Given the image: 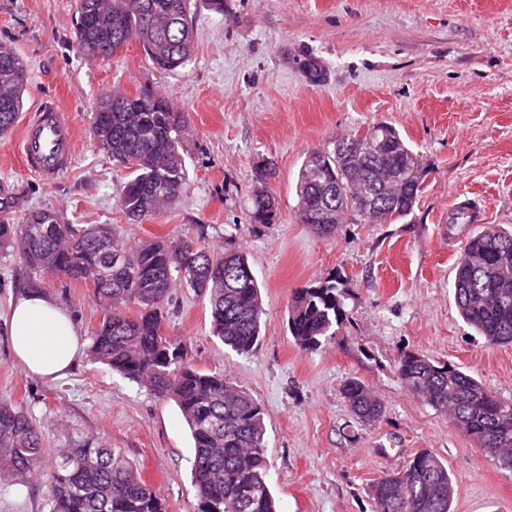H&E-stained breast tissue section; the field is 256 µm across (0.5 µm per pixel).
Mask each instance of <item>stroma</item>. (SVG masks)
I'll list each match as a JSON object with an SVG mask.
<instances>
[{"label": "stroma", "mask_w": 512, "mask_h": 512, "mask_svg": "<svg viewBox=\"0 0 512 512\" xmlns=\"http://www.w3.org/2000/svg\"><path fill=\"white\" fill-rule=\"evenodd\" d=\"M78 0H0V42L26 66L24 113L53 98L69 111L76 157L46 184L18 159V132L0 140V183L23 210L51 209L70 224H111L126 248L203 233L252 266L264 306L256 348L241 355L210 330L209 302L187 287L164 305V332L186 342L200 368L224 373L261 404L268 480L279 512H373L368 488L428 450L456 481L452 512H512V471L413 395L396 374L402 352L454 365L512 401V345L488 346L461 318L455 265L467 237L512 227V0H198L192 59L158 70L137 42L108 59L83 54ZM317 59L313 83L301 62ZM150 89L191 119L182 148L179 204L142 223L119 207L125 173L91 134L99 98ZM375 121L397 128L426 170L413 212L386 224L344 223L317 234L296 219L295 183L308 150ZM272 161L278 201L270 224L251 223L253 166ZM483 222L453 224L459 205ZM345 293L343 321L315 353L288 330L295 288L328 278ZM39 282L91 336L102 310L93 288L42 274L0 249V399L39 425L47 444L79 432L120 450L166 499L196 512L193 442L174 402L82 357L68 376L27 375L8 344L5 315ZM362 381L385 404L371 426L350 412L341 388ZM0 512H50L40 483H0Z\"/></svg>", "instance_id": "obj_1"}]
</instances>
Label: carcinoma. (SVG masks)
Masks as SVG:
<instances>
[{
  "label": "carcinoma",
  "instance_id": "1",
  "mask_svg": "<svg viewBox=\"0 0 512 512\" xmlns=\"http://www.w3.org/2000/svg\"><path fill=\"white\" fill-rule=\"evenodd\" d=\"M192 0H79L76 38L91 57H109L135 41L153 64L173 71L194 51ZM25 67L0 43V139L23 108ZM188 114L163 95L107 93L98 102L94 140L127 170L121 210L137 224L180 201L187 175L180 144ZM422 158L386 121L367 126L366 138L347 135L332 147L305 154L295 185L296 217L329 235L348 217L371 222L363 199L384 211L379 224L412 213L424 178ZM272 164L257 162L250 218L270 224L277 202L267 190ZM20 196L0 183V247L32 270L91 282L102 317L90 336L91 359L173 401L193 439L192 485L197 512H277L268 485L266 425L258 401L224 377L196 367L186 346L164 335L163 308L173 288L187 285L207 296L213 335L240 354L261 337L263 302L247 255L217 253L203 233L176 242L164 238L127 250L112 224H67L51 210H32L15 223ZM454 296L465 322L490 345L512 344V231L488 227L469 237L456 263ZM135 311H130L131 307ZM339 282L294 290L288 326L298 347L314 352L343 318ZM398 377L415 395L454 423L478 447L512 471V401L447 363L403 352ZM363 425L379 421L385 406L359 380L342 387ZM45 481L52 512H167L160 492L118 451L82 433L49 449L24 411L0 400V482ZM455 482L430 451L417 452L405 470L369 488L374 512H452Z\"/></svg>",
  "mask_w": 512,
  "mask_h": 512
}]
</instances>
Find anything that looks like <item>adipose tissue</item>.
I'll return each instance as SVG.
<instances>
[{"mask_svg": "<svg viewBox=\"0 0 512 512\" xmlns=\"http://www.w3.org/2000/svg\"><path fill=\"white\" fill-rule=\"evenodd\" d=\"M13 352L31 375L64 378L83 354L81 334L68 309L43 292H23L10 307L7 319Z\"/></svg>", "mask_w": 512, "mask_h": 512, "instance_id": "adipose-tissue-1", "label": "adipose tissue"}]
</instances>
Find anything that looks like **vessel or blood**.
I'll list each match as a JSON object with an SVG mask.
<instances>
[{"instance_id":"vessel-or-blood-1","label":"vessel or blood","mask_w":512,"mask_h":512,"mask_svg":"<svg viewBox=\"0 0 512 512\" xmlns=\"http://www.w3.org/2000/svg\"><path fill=\"white\" fill-rule=\"evenodd\" d=\"M74 154L73 125L68 113L55 102H42L20 133L25 169L49 183L71 166Z\"/></svg>"}]
</instances>
